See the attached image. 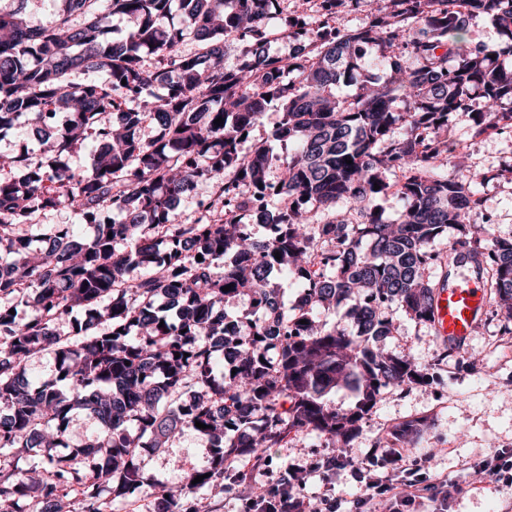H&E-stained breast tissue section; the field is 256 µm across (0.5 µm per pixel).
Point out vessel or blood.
<instances>
[{"label": "vessel or blood", "mask_w": 512, "mask_h": 512, "mask_svg": "<svg viewBox=\"0 0 512 512\" xmlns=\"http://www.w3.org/2000/svg\"><path fill=\"white\" fill-rule=\"evenodd\" d=\"M488 297L480 278L461 275L448 281L436 296V328L441 339L465 345L478 328Z\"/></svg>", "instance_id": "vessel-or-blood-1"}]
</instances>
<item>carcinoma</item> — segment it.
<instances>
[{
    "label": "carcinoma",
    "mask_w": 512,
    "mask_h": 512,
    "mask_svg": "<svg viewBox=\"0 0 512 512\" xmlns=\"http://www.w3.org/2000/svg\"><path fill=\"white\" fill-rule=\"evenodd\" d=\"M15 2L0 8V131L29 124L39 157H11L0 178V450L37 448L40 459L8 473L0 500L30 497L39 512H64L77 491L85 512H102L103 480L112 497H135L142 451L170 445L185 428L208 440L209 462L185 486L159 490L154 512H204L197 492L245 482L234 463L262 467L261 448L312 433L327 448L350 447L386 391L431 381L429 367L379 347L391 330L387 310L435 329L436 290L460 268L487 276L489 314L512 335V239L475 223L485 206L478 186L499 170L448 175L457 116L471 117L474 138L512 129V107H502L512 104L503 64L512 60V0H321L316 30L287 25L296 45L286 58L266 52L283 0H179L180 26L168 23L174 0H57L47 27L26 24L28 0ZM339 3L368 8L371 21L341 28ZM108 14L128 17L132 29L108 37ZM480 19L506 40L467 45ZM228 39L245 46L232 66ZM188 40L198 52L181 51ZM75 71L89 79L72 82ZM101 71L105 79L90 77ZM350 83L355 93L336 96ZM156 84L165 92L154 93ZM477 98L483 109L474 114ZM274 101L282 117L273 137L288 150L255 139L242 151ZM86 140L93 163L76 173L69 156ZM200 180L213 184L207 200L194 199ZM389 192L404 202L397 224L377 212ZM192 199L194 222L178 221L175 207ZM61 205L92 235L59 225L32 247L23 227ZM314 210L324 218L312 221ZM254 214L270 230L264 240L251 231ZM450 229L453 240L437 247ZM247 255L256 262H241ZM280 278L310 303L285 310ZM244 294L253 306L233 335L224 305ZM18 297L33 311L24 321L3 304ZM351 299V327L321 319ZM76 309L83 320L61 342L57 325ZM49 348L60 387L26 375L29 359ZM337 390L354 401L336 406L328 395ZM77 411L100 433L64 455L57 447ZM422 439V421L412 420L376 447ZM290 486L285 472L249 498L257 512H274Z\"/></svg>",
    "instance_id": "1"
}]
</instances>
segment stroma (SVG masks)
<instances>
[{
  "mask_svg": "<svg viewBox=\"0 0 512 512\" xmlns=\"http://www.w3.org/2000/svg\"><path fill=\"white\" fill-rule=\"evenodd\" d=\"M452 138L469 156L468 162L480 167H499L512 163V135L472 139L470 120L462 116L453 122ZM485 216L500 238H512V182L492 180L480 188ZM392 335L383 346L389 351L409 352L419 364L431 365L436 356L433 331L418 324L405 311L390 308ZM479 351L484 362L468 372L456 367L437 372L430 386H413L385 395L363 421L358 436L351 442L347 460L336 469L323 471L318 462L328 455L321 439L302 436L288 448H271L269 469L254 472L256 483L270 485L285 468L310 467L304 499L319 507L330 498L349 512L360 495L361 478L383 477L395 473V465L373 446L392 427L411 419L427 423L423 456L417 464L427 478L441 477L459 488L448 505V512H504L508 492L502 481L478 473L477 466L488 452L512 454V339L499 333V325L483 320L466 348L459 350L460 362L470 352ZM209 448L206 438L191 428L184 429L169 448L145 456L147 480L136 499L109 501L106 512H146L159 486L175 488L184 483L194 469L206 466Z\"/></svg>",
  "mask_w": 512,
  "mask_h": 512,
  "instance_id": "stroma-1",
  "label": "stroma"
}]
</instances>
